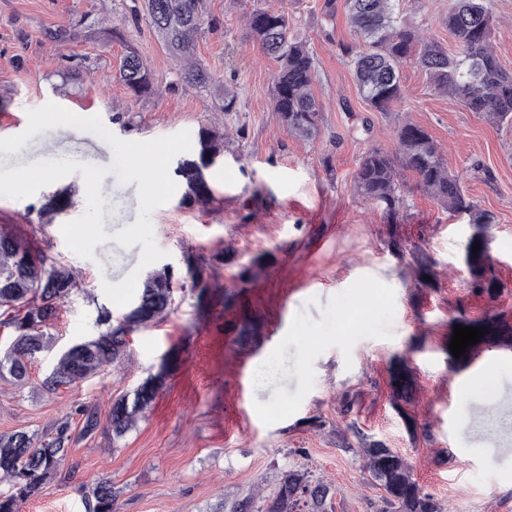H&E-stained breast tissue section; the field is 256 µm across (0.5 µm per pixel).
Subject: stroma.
<instances>
[{
  "mask_svg": "<svg viewBox=\"0 0 512 512\" xmlns=\"http://www.w3.org/2000/svg\"><path fill=\"white\" fill-rule=\"evenodd\" d=\"M285 7L294 32L316 60L314 95L320 133L302 141L273 112L276 65L247 33L253 0H203L205 24L196 57L210 87L183 80L146 22L133 21V0H0V138L24 131L29 110L53 102L76 115L100 116L123 140L148 141L206 128L224 135V152L206 171L215 199L200 205L176 190L151 215L157 245L167 252L179 290L167 318L129 335L122 363L74 388L43 392L41 381L70 345L97 335L100 308L124 314L103 292L139 262L141 245L125 248L114 233L136 222L137 183L107 174L112 195L102 207L109 241L83 259L65 245L61 228L86 209L80 174L23 199L0 197V226L28 239L50 240L52 255L72 270L77 288L49 332L55 342L37 354L26 385L0 379V434H42L81 404L107 414L161 365L168 376L151 407L119 443L104 434L74 445L73 480L50 487L21 512H85L90 483L112 478L119 512H230L253 497L262 503L282 473L305 468L331 486L335 512H378L384 491L355 452L380 440L410 463L414 479L446 512H512V433L491 429L494 415L512 413V345H487L471 366L445 348L448 320L512 310V127H496L450 105L426 75L403 70L405 101L375 112L359 97L349 60L344 0H268ZM450 0H406L404 22L449 43L442 19ZM85 20L73 40L51 30ZM121 39H113L112 29ZM152 71L157 92L132 96L115 82L126 46ZM84 82H66L68 71ZM237 95L220 109L217 88ZM422 126L439 144L448 169L486 212L483 246L498 281L495 294L472 293L466 245L475 232L467 215L439 205L408 177L397 216L364 200L354 176L376 148L397 157L396 118ZM374 132L365 136L363 120ZM106 167L111 146L71 127L47 129L15 153L0 152V172L47 160ZM62 198V213H49ZM271 251L275 261L224 303L230 269ZM204 258L216 287L197 300L185 258ZM435 273L417 286L418 261ZM403 358L413 374L407 401L395 403L390 369ZM494 371H486L489 359ZM284 371L262 386L266 362Z\"/></svg>",
  "mask_w": 512,
  "mask_h": 512,
  "instance_id": "1",
  "label": "stroma"
}]
</instances>
